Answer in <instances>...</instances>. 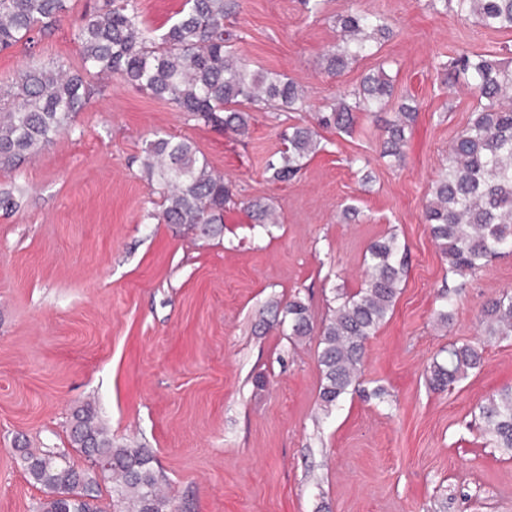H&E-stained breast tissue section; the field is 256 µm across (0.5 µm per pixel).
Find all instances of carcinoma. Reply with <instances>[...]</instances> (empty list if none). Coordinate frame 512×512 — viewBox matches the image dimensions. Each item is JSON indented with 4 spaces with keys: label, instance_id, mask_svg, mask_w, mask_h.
<instances>
[{
    "label": "carcinoma",
    "instance_id": "1",
    "mask_svg": "<svg viewBox=\"0 0 512 512\" xmlns=\"http://www.w3.org/2000/svg\"><path fill=\"white\" fill-rule=\"evenodd\" d=\"M460 19L485 28L512 31V0H436ZM238 0H185L180 16L156 38L140 26L137 0H102L81 14L76 25L81 70L71 71L61 59L25 70L17 90H0V169H15L53 143L54 137L89 98L88 74L117 75L153 97L214 128L244 134L250 115L239 109H292L305 92L282 74L260 69L237 57L238 35L224 20ZM70 10L69 0H0V52L11 49L34 30H51ZM339 43L324 55L332 76L378 53L391 33L389 18L379 12H350L336 19ZM449 75H463L484 102L457 133L448 151V168L433 184L424 205L426 223L448 259V272L462 278L446 296L447 306L466 288L467 275L492 258L512 253V68L486 54L463 52L440 64ZM392 85L384 67L367 75L350 105L334 98L324 105L315 126H293L281 133L284 148L267 161L273 182L295 178L320 144L319 128H352L358 112L386 106ZM417 109L399 106L387 128L382 154L404 158L407 131ZM142 168L159 186L160 210L151 217L178 224L202 237L220 234L224 207L233 200L232 183L214 173L195 146L155 136L144 148ZM247 210L257 224L278 223L274 207L254 201ZM365 287L353 294L336 291L332 317L316 327L306 306L293 300L283 307L290 335L319 332L320 400L324 410L336 406L359 384L365 344L393 307L406 275L400 245L393 236L370 244ZM488 336H512V294L484 308ZM483 351L473 345H451L446 356L430 365L433 385L444 388L482 366ZM484 432L497 447L512 452V387L507 386L479 406ZM73 447L98 455L103 468L90 472L74 467L63 453L20 449L29 478L44 489L41 512H100L95 504L100 483L112 484L115 512H172L160 489L155 458L146 448L116 446L91 407L74 412Z\"/></svg>",
    "mask_w": 512,
    "mask_h": 512
}]
</instances>
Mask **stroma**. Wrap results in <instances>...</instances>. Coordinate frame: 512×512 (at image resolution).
<instances>
[{"label":"stroma","instance_id":"35a3bbf8","mask_svg":"<svg viewBox=\"0 0 512 512\" xmlns=\"http://www.w3.org/2000/svg\"><path fill=\"white\" fill-rule=\"evenodd\" d=\"M94 2L71 0L50 34L0 52V87L53 59L79 68L75 25ZM240 2L226 21L243 33L238 56L296 82L302 108L252 113L240 136L90 75L68 130L0 169V190L20 201L0 213V512H39L45 498L17 445L84 465L69 434L87 404L115 444L152 452L174 512H512V452L494 447L478 412L512 386V336L483 331L486 303L512 292V254L468 275L439 323L440 294L457 279L423 213L477 105L436 62L464 51L511 61L512 32L429 0H322L315 14L301 0ZM365 11L389 15L392 35L378 56L328 75L337 15ZM380 68L394 85L385 110L348 133L322 130L299 176L270 182L279 132L314 123L324 99ZM406 100L418 117L397 163L379 152ZM156 132L189 140L233 182L221 236L145 223L159 196L141 160ZM256 198L272 200L279 223L253 222ZM390 235L407 254L401 290L366 343L360 389L322 411L319 339L289 336L280 310L298 299L315 321L329 317L336 289L363 288L368 246ZM452 344L481 346L483 364L433 389L426 369ZM378 386L384 399H366Z\"/></svg>","mask_w":512,"mask_h":512}]
</instances>
